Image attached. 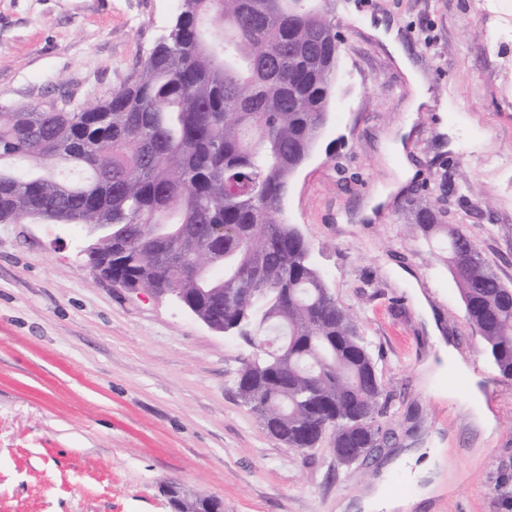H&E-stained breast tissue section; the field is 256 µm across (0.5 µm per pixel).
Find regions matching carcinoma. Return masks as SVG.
Listing matches in <instances>:
<instances>
[{
    "instance_id": "1",
    "label": "carcinoma",
    "mask_w": 512,
    "mask_h": 512,
    "mask_svg": "<svg viewBox=\"0 0 512 512\" xmlns=\"http://www.w3.org/2000/svg\"><path fill=\"white\" fill-rule=\"evenodd\" d=\"M334 0H181L136 78L95 104L0 109V223L101 232L92 261L153 294L181 290L226 336L250 337L243 406L309 453L383 447L391 393L297 225L280 219L335 93ZM465 318L512 380V287L461 224L415 204ZM208 496L179 502L209 512Z\"/></svg>"
}]
</instances>
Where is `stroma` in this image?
<instances>
[{
	"instance_id": "35a3bbf8",
	"label": "stroma",
	"mask_w": 512,
	"mask_h": 512,
	"mask_svg": "<svg viewBox=\"0 0 512 512\" xmlns=\"http://www.w3.org/2000/svg\"><path fill=\"white\" fill-rule=\"evenodd\" d=\"M178 0H0V108L69 93L88 104L141 69ZM336 94L284 218L298 225L354 315L393 398L395 443L338 465L327 448L273 441L236 395L241 340L177 301L117 288L85 267L93 229L0 224V512H172L164 489L223 500L224 512H336L381 484L417 486L398 463L430 465L413 512H512V380L466 322L436 245L409 203L464 225L512 285V0H335ZM395 23L424 73L414 89L374 32ZM410 126L416 175L364 217L397 178L392 135ZM418 283L468 372L449 370L418 314ZM440 335V336H441ZM484 405L467 400L470 377ZM496 421L492 435L480 409Z\"/></svg>"
}]
</instances>
